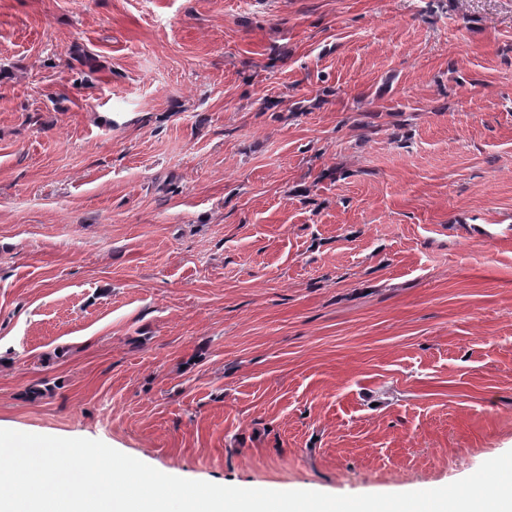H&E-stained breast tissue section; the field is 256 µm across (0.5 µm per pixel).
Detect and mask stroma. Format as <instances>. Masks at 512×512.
<instances>
[{
    "mask_svg": "<svg viewBox=\"0 0 512 512\" xmlns=\"http://www.w3.org/2000/svg\"><path fill=\"white\" fill-rule=\"evenodd\" d=\"M0 429L332 495L512 450V0H0Z\"/></svg>",
    "mask_w": 512,
    "mask_h": 512,
    "instance_id": "1",
    "label": "stroma"
}]
</instances>
